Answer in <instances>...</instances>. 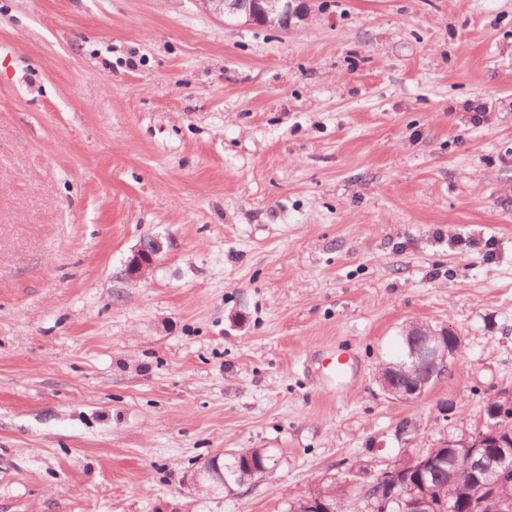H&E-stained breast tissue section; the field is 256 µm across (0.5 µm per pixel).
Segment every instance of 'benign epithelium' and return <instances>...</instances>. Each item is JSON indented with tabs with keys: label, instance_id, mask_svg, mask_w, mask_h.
<instances>
[{
	"label": "benign epithelium",
	"instance_id": "benign-epithelium-1",
	"mask_svg": "<svg viewBox=\"0 0 512 512\" xmlns=\"http://www.w3.org/2000/svg\"><path fill=\"white\" fill-rule=\"evenodd\" d=\"M262 16L264 21H270L275 17L279 25L288 28L290 20L287 19V6L284 0H260ZM163 252V243L154 236L143 238L132 250L131 255L119 270L118 278L126 283H138L145 279L154 270ZM462 338L456 333H451L448 344H438L431 337L421 338L411 342V349L402 367L410 373H417V381L410 391L408 398L417 399L425 394L427 387L436 377L440 368L450 364L456 350L460 347ZM501 402L498 403L493 413L483 421V426L474 433L468 434L461 439H450L446 446L450 448H496L498 449V465L494 469H487L480 472L476 478L477 492L470 502V512H479L483 508L484 497L488 490L496 487L502 476L512 468V448L504 444L499 438L498 427L495 422L507 417L512 413V394L503 393L500 395ZM192 486L200 487L211 484H224V474L219 466V458L203 464V466L192 476ZM396 504L402 512H436L438 507L425 494L414 492L404 495H390L386 498L377 499V503L370 504L374 512H393L391 505Z\"/></svg>",
	"mask_w": 512,
	"mask_h": 512
}]
</instances>
